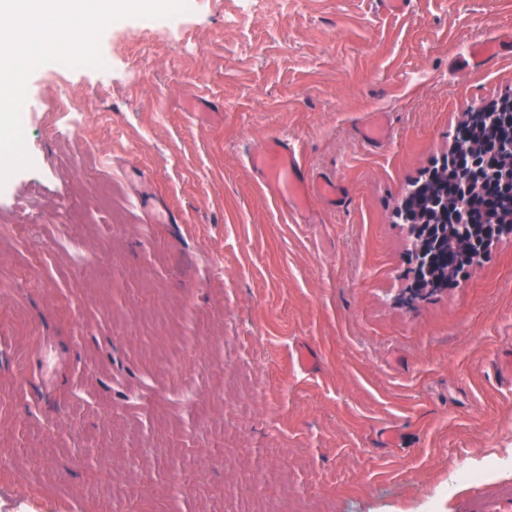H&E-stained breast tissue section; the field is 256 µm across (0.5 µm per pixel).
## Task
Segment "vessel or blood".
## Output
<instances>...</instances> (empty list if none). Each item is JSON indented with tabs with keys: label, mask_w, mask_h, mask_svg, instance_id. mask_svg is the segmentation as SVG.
<instances>
[{
	"label": "vessel or blood",
	"mask_w": 512,
	"mask_h": 512,
	"mask_svg": "<svg viewBox=\"0 0 512 512\" xmlns=\"http://www.w3.org/2000/svg\"><path fill=\"white\" fill-rule=\"evenodd\" d=\"M247 161L261 173L277 200L304 219L308 218L314 199L332 202L341 190L335 178L305 170L288 141L278 137L270 138L264 148L250 153Z\"/></svg>",
	"instance_id": "b4317fda"
}]
</instances>
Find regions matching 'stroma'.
I'll return each mask as SVG.
<instances>
[{"label":"stroma","instance_id":"1","mask_svg":"<svg viewBox=\"0 0 512 512\" xmlns=\"http://www.w3.org/2000/svg\"><path fill=\"white\" fill-rule=\"evenodd\" d=\"M188 3L109 25L108 74L29 78L34 166L0 189V512H505L512 235L409 306L397 210L512 94V0ZM273 137L345 188L311 223L248 165ZM484 456L492 480L448 490Z\"/></svg>","mask_w":512,"mask_h":512}]
</instances>
